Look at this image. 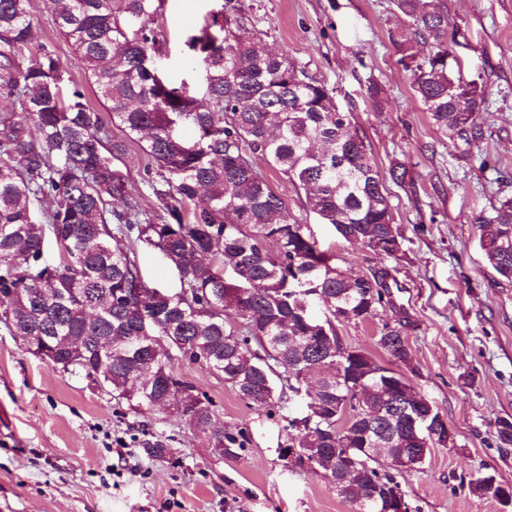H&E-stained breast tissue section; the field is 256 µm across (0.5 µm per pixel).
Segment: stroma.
<instances>
[{"mask_svg": "<svg viewBox=\"0 0 512 512\" xmlns=\"http://www.w3.org/2000/svg\"><path fill=\"white\" fill-rule=\"evenodd\" d=\"M433 2L456 33L448 50L463 79L476 81L486 99L487 133L472 146L438 132L416 98L395 45L409 23L393 0H166L159 66L203 97L204 65L184 42L221 13L235 35L261 37L332 90L380 173L406 167L405 187L390 188L401 234L395 261L341 241L308 210L300 188L273 172L268 178L342 268L369 276L386 266L397 281L392 307L337 331L381 362L374 337L383 324L407 318L411 380L455 431L454 446L396 473L410 512H502L495 500L470 493L468 482L488 472L512 485V446L496 441L498 422L512 421V281L488 265L475 222L512 197V0ZM27 9L36 25L23 65L48 46L68 78L85 83L86 67L59 35L51 0H27ZM115 165L130 195L156 215L150 159L133 145ZM170 367L210 401L217 425L240 433L243 451L219 454L176 410L140 413L117 403L33 355L0 323V512H351L333 485L279 454L297 398L269 410L180 356Z\"/></svg>", "mask_w": 512, "mask_h": 512, "instance_id": "stroma-1", "label": "stroma"}]
</instances>
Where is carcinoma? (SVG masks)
<instances>
[{
  "label": "carcinoma",
  "mask_w": 512,
  "mask_h": 512,
  "mask_svg": "<svg viewBox=\"0 0 512 512\" xmlns=\"http://www.w3.org/2000/svg\"><path fill=\"white\" fill-rule=\"evenodd\" d=\"M52 3L57 30L84 61L105 112L83 87L67 85L54 51L45 47L35 63L21 65L34 18L26 0H0V297L8 300L0 321L56 369L89 379L104 365L110 378L102 385L112 398L143 413L171 405L172 385L195 390L173 374L170 354L157 351L162 343L260 407L281 403L284 390L297 392L310 373H323L307 424L288 435L287 447L303 449L317 474L357 508L366 484H375L377 498L364 512H389L388 495L399 484L364 452L368 425L338 405L343 394L356 397L378 361L353 347L339 373L329 351L341 342L336 324L371 321L392 304L390 271L336 275V254L317 247L250 161L263 160L299 186L309 209L344 241L366 238L396 260L389 190L351 113L301 66L264 51L260 38H237L216 15L187 41L205 64L201 105L156 66L164 0ZM394 3L414 38L430 45L422 57L409 38L399 48L433 124L451 140L481 142L485 100L478 88L462 90L459 67L449 60L448 15L430 0ZM129 142L155 164L148 186L168 215L160 223L127 195L113 164ZM39 197L50 198L52 208L36 223L30 205ZM116 200L122 209L112 207ZM475 223L486 261L512 281V197ZM137 242L174 266L178 288L144 280ZM229 308L240 322L227 321ZM405 328L396 320L374 344L389 363L407 367ZM395 396L378 380H367L363 391L366 404L380 408ZM177 412L211 419L209 403L198 396H187ZM373 432L384 455L405 452L399 423L383 420ZM209 444L243 448L224 431ZM338 452L357 463L344 483ZM491 479L478 474L471 492L512 507V487L492 491Z\"/></svg>",
  "instance_id": "carcinoma-1"
}]
</instances>
